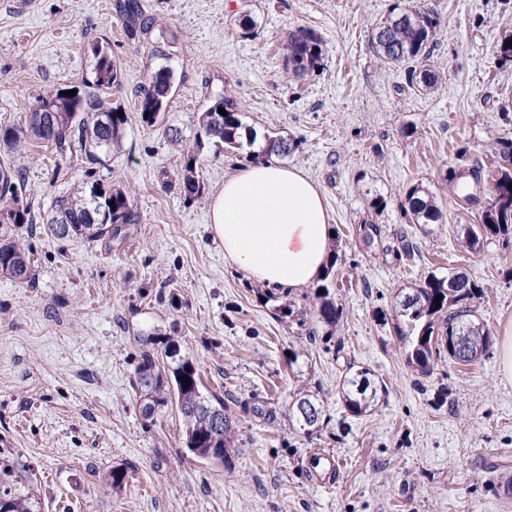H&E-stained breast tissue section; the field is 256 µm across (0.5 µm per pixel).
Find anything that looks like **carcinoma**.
I'll return each mask as SVG.
<instances>
[{"label": "carcinoma", "mask_w": 512, "mask_h": 512, "mask_svg": "<svg viewBox=\"0 0 512 512\" xmlns=\"http://www.w3.org/2000/svg\"><path fill=\"white\" fill-rule=\"evenodd\" d=\"M125 19L148 30L153 20L143 16L139 0H125ZM440 22L434 12L416 6L395 5L386 19L372 32V48L376 57L388 67H403L407 85L419 93L437 86L439 75L431 61V45L436 42ZM286 62L291 70L303 74L322 59L321 39L312 31L298 30L285 45ZM96 59L91 78L77 87L70 97L57 90L39 99L38 105L24 119V124L0 128V275L22 285L33 283L35 269L29 249L23 245L19 231L31 224L30 190L21 170L12 158L28 145L46 148L56 159L71 160L78 156L89 162L100 161L119 145L128 124V113L105 105L106 90L120 84L122 69L112 60L107 48L93 45ZM496 60L505 65L512 62V33L501 38L494 51ZM175 82L173 69L162 65L147 76L139 111L141 121H158L169 104ZM225 110L222 115L219 110ZM243 123L237 103L221 96L197 118L192 145L187 147L181 173V186L187 200L201 198L203 182L197 161L205 143H223L230 148L241 146ZM266 146L252 154V160H269L288 156L293 144L282 137L265 136ZM448 185L468 205L478 207L477 222L463 228L462 244L473 252L490 236L512 231V165H500L492 186L482 187L481 168L448 172ZM405 215L411 224H437L443 215L434 194L418 184L404 193ZM136 223L133 204L119 188L105 189L96 183L87 184L75 196H60L51 205L45 227L58 238L81 237L89 241L123 239L126 227ZM364 243H382L385 229L381 224L359 227ZM397 245L388 246L397 260H413L417 244L409 232L396 233ZM341 260L333 249L332 260L317 286L315 314L325 325L338 324L342 311L336 304V263ZM484 287L462 271L439 277L428 275L424 282L405 293L394 307L393 330L404 346L406 361L422 373H428L442 359L469 366L488 351L491 336L476 310V300ZM442 300L435 301V296ZM136 368L141 393L146 403L143 410L151 415L155 408L175 402L183 419V444L193 455L224 464L229 449L235 447L236 432L228 405L221 399L210 400L200 391V374L195 364L180 356L178 341L167 338L164 356L168 362L159 364L147 335ZM344 378L342 399L352 415L359 416L374 406L385 385L370 378V370L353 369ZM190 383H185L184 379ZM321 406L309 394H299L289 406V417L299 429L311 431L321 418ZM0 512H35L32 488L22 481L16 465L0 467Z\"/></svg>", "instance_id": "1"}]
</instances>
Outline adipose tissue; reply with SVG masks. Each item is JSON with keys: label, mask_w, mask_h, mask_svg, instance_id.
<instances>
[{"label": "adipose tissue", "mask_w": 512, "mask_h": 512, "mask_svg": "<svg viewBox=\"0 0 512 512\" xmlns=\"http://www.w3.org/2000/svg\"><path fill=\"white\" fill-rule=\"evenodd\" d=\"M209 207L225 263L266 288L308 287L330 262L331 214L321 187L301 168L249 162L225 178Z\"/></svg>", "instance_id": "obj_1"}]
</instances>
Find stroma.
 <instances>
[{
    "mask_svg": "<svg viewBox=\"0 0 512 512\" xmlns=\"http://www.w3.org/2000/svg\"><path fill=\"white\" fill-rule=\"evenodd\" d=\"M121 0H0V125L15 126L42 96L90 77L94 44L122 66L112 105L129 114L104 163L82 159L55 174L45 150L16 156L36 224L24 231L33 286L0 276V448L32 476L38 512H512V382L496 348L475 364L452 361L427 374L408 365L391 325L399 292L429 274L466 272L484 287L477 310L491 334L512 322V235L480 252L458 242L475 210L449 191L448 169L480 165L491 179L492 147L512 138V63L493 49L512 31V0H139L154 21L130 29ZM437 12L432 54L440 74L430 93L407 87L401 68L374 55L372 28L394 5ZM323 44L321 67L286 66L289 33ZM175 73L156 124L138 104L147 74ZM233 99L245 125L293 142L286 157L325 192L342 245L336 265L335 330L298 326L263 299L264 286L224 262L208 203L248 163L241 148L207 145L201 199L180 189L182 142L218 96ZM90 180L123 189L137 221L122 240H60L43 224L53 200ZM421 184L443 212L438 224L409 223L406 189ZM384 199V209L373 206ZM412 233L420 254L397 261L367 248L359 227ZM171 336L193 360L202 391L231 408L239 433L225 465L182 443L172 406L144 415L134 369L141 339ZM369 369L386 394L367 413L346 411L347 367ZM301 392L323 406L317 430L288 418ZM330 452L332 473L306 471ZM127 474L112 486L114 470Z\"/></svg>",
    "mask_w": 512,
    "mask_h": 512,
    "instance_id": "obj_1",
    "label": "stroma"
}]
</instances>
